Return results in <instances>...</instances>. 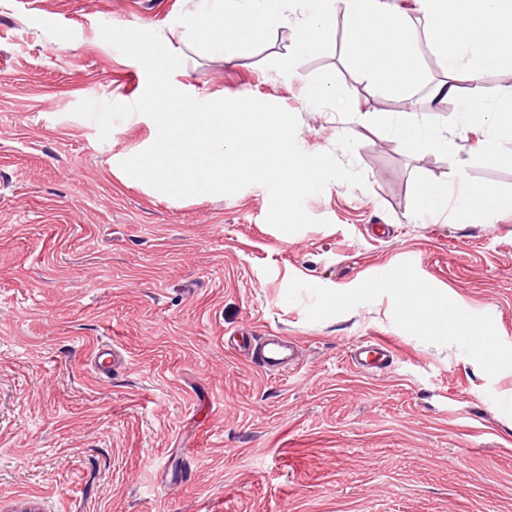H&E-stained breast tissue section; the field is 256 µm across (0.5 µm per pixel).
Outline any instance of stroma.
<instances>
[{
  "label": "stroma",
  "mask_w": 512,
  "mask_h": 512,
  "mask_svg": "<svg viewBox=\"0 0 512 512\" xmlns=\"http://www.w3.org/2000/svg\"><path fill=\"white\" fill-rule=\"evenodd\" d=\"M191 0H0V512H512V208L456 218L457 195L417 219L416 186H495L512 164L483 160L485 128L458 99L433 116L445 154L401 144L357 116L418 111L333 47L288 76L301 11L267 45L183 50L173 82L196 99L251 96L299 120L297 143L365 175L306 201L317 226L286 234L269 195L180 201L122 179L112 160L149 137L138 115L99 140L73 115L84 99L135 102L141 64L104 42L103 23L181 45ZM329 86L322 102L304 80ZM398 266L493 336L490 368L455 332L407 326ZM342 298L339 306L331 297ZM279 335L303 351L268 373L249 348ZM380 341L389 366L350 356ZM124 363L98 379L92 352Z\"/></svg>",
  "instance_id": "1"
}]
</instances>
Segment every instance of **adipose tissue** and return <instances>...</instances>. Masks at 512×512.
I'll list each match as a JSON object with an SVG mask.
<instances>
[{"mask_svg": "<svg viewBox=\"0 0 512 512\" xmlns=\"http://www.w3.org/2000/svg\"><path fill=\"white\" fill-rule=\"evenodd\" d=\"M425 19V28L435 37L443 59L446 77L436 84L424 100L426 114L439 111L451 98H459V82L475 81L484 74L512 67V0H415ZM460 110L470 121L490 128L493 142L484 160L492 165L506 163L496 144L512 140V88L503 90L491 101L479 96L459 98ZM369 122L392 123L398 139L409 146H423L435 153L453 149L447 134L428 125L424 117L396 118L380 113L368 114ZM400 313L406 323L447 328L449 322L462 323L463 312L449 313L447 298L432 289L395 283Z\"/></svg>", "mask_w": 512, "mask_h": 512, "instance_id": "1", "label": "adipose tissue"}]
</instances>
